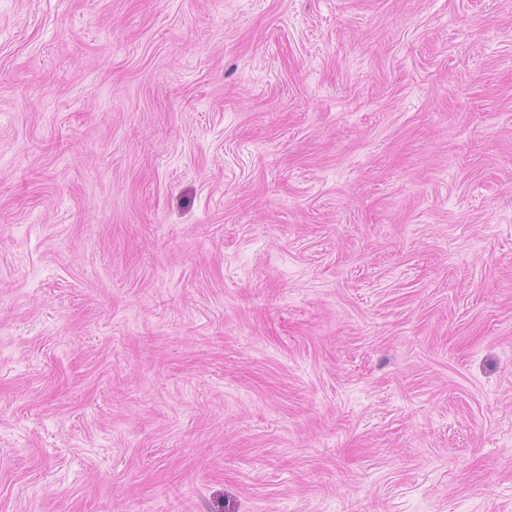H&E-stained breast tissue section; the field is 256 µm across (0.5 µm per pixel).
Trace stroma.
Segmentation results:
<instances>
[{
    "mask_svg": "<svg viewBox=\"0 0 512 512\" xmlns=\"http://www.w3.org/2000/svg\"><path fill=\"white\" fill-rule=\"evenodd\" d=\"M0 512H512V0H0Z\"/></svg>",
    "mask_w": 512,
    "mask_h": 512,
    "instance_id": "35a3bbf8",
    "label": "stroma"
}]
</instances>
